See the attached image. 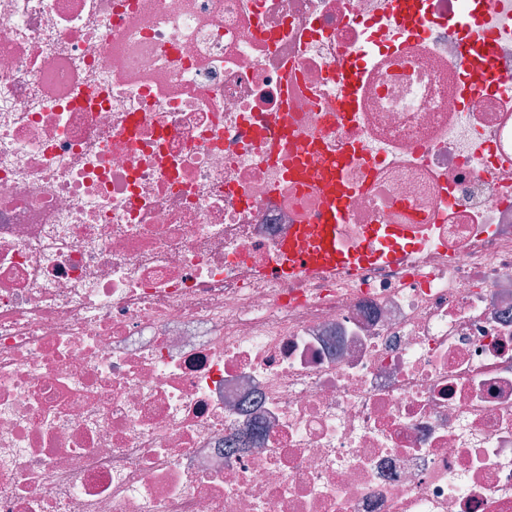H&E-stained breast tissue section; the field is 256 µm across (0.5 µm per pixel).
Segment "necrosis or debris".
Instances as JSON below:
<instances>
[{"mask_svg": "<svg viewBox=\"0 0 512 512\" xmlns=\"http://www.w3.org/2000/svg\"><path fill=\"white\" fill-rule=\"evenodd\" d=\"M0 512H512V0H0ZM346 158L329 161L328 175L321 193L326 201L322 224H297L280 245L282 261L270 276L278 280L298 278L302 273L325 271L351 274L360 266L375 263L376 254L362 256L344 252L339 245V231L346 221V201L350 189L341 180L339 169Z\"/></svg>", "mask_w": 512, "mask_h": 512, "instance_id": "1", "label": "necrosis or debris"}]
</instances>
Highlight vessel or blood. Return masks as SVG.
<instances>
[{
  "label": "vessel or blood",
  "instance_id": "obj_1",
  "mask_svg": "<svg viewBox=\"0 0 512 512\" xmlns=\"http://www.w3.org/2000/svg\"><path fill=\"white\" fill-rule=\"evenodd\" d=\"M343 165V159L330 160L328 175L321 189L326 201L324 219L319 224L292 227L280 245L282 261L273 271V278L290 280L317 271L351 274L358 270L360 262H376V255L360 258L344 252L339 245V231L346 221V201L350 194L339 174Z\"/></svg>",
  "mask_w": 512,
  "mask_h": 512
}]
</instances>
